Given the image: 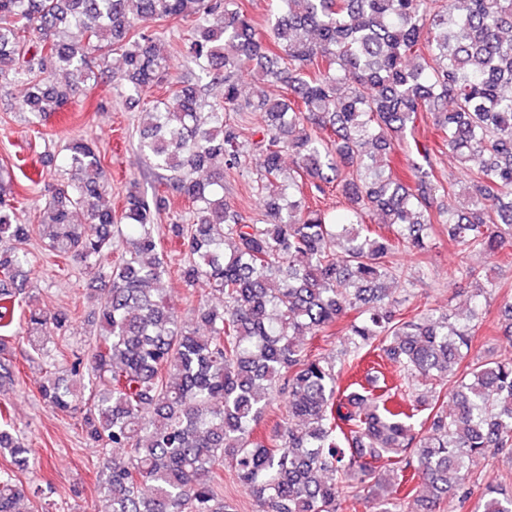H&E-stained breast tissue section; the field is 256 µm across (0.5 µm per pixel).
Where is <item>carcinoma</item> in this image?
Returning <instances> with one entry per match:
<instances>
[{
	"instance_id": "cac0c4a2",
	"label": "carcinoma",
	"mask_w": 512,
	"mask_h": 512,
	"mask_svg": "<svg viewBox=\"0 0 512 512\" xmlns=\"http://www.w3.org/2000/svg\"><path fill=\"white\" fill-rule=\"evenodd\" d=\"M177 18L191 22L190 59L222 97L201 112L197 83L169 86L140 149L193 215L168 227L188 256L177 269L186 302L202 283L221 308H193L196 326L187 327L159 288L171 266L154 216L169 197L149 199L132 184L119 213L101 206L104 158L74 137L70 177L38 206L35 225L20 223L13 175L0 169V332L25 302L42 399L68 415L90 389L83 426L111 512H232L226 463L257 512H439L448 497L471 502L472 466L512 451V361L468 359L482 300L503 285L461 268L473 306L455 323L428 309L401 313L389 284L411 275L402 253L421 269L438 224L465 252L495 257L512 246V0H271L266 36L237 0H0V82L28 86L21 110L44 120L97 78L90 54L104 60L116 49L121 95L136 106L165 72L151 25ZM249 69L286 94L259 87L241 97ZM229 112L262 114L258 138ZM423 112L460 164L482 158L459 194L435 179L436 149L417 139ZM286 151L295 159L288 175ZM397 151L409 182L392 170ZM251 152L263 156L260 224L224 199V171ZM332 187L336 208L323 201ZM446 196L456 202L443 204ZM75 213L85 222L72 223ZM374 213L387 232L366 224ZM118 222L133 236L94 290L99 331L88 362L71 361L63 375L45 336L66 332L76 313H48L26 295L32 232L41 228L54 257L92 267L113 253ZM350 312L339 357L305 349L304 336ZM371 353L396 373L377 393L355 379ZM420 376L430 381L422 393ZM278 393L288 396L283 416ZM269 416L265 438L253 439ZM13 431L0 403L9 457L0 512H38L36 493L17 478L33 449ZM471 512H512V497L489 481Z\"/></svg>"
}]
</instances>
